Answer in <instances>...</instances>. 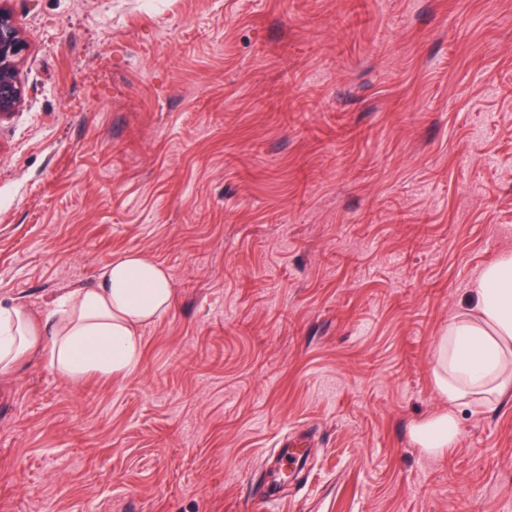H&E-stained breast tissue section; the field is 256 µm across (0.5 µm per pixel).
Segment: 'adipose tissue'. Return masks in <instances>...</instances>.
Instances as JSON below:
<instances>
[{"mask_svg":"<svg viewBox=\"0 0 512 512\" xmlns=\"http://www.w3.org/2000/svg\"><path fill=\"white\" fill-rule=\"evenodd\" d=\"M471 289L473 304L436 340L434 381L451 410L414 430L434 455L457 439L454 405H490L512 393V254L485 267ZM172 303L166 269L141 252L125 253L100 271L93 287L59 295L41 316L0 307V373L36 352L69 378L131 372L140 362V328Z\"/></svg>","mask_w":512,"mask_h":512,"instance_id":"ef3b65f1","label":"adipose tissue"}]
</instances>
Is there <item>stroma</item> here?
Masks as SVG:
<instances>
[{"label": "stroma", "mask_w": 512, "mask_h": 512, "mask_svg": "<svg viewBox=\"0 0 512 512\" xmlns=\"http://www.w3.org/2000/svg\"><path fill=\"white\" fill-rule=\"evenodd\" d=\"M9 6L0 305L128 251L173 305L132 372L0 375V512H512V395L414 438L449 408L437 336L512 253V0ZM7 0L0 1V121L16 112L24 100L18 77L27 44ZM281 447L283 449L276 465L269 470L266 494L263 495L264 502L270 504L277 500L274 495L280 491V485L288 475V466L295 465L302 458L306 448H297L301 446L290 442L281 445Z\"/></svg>", "instance_id": "obj_1"}]
</instances>
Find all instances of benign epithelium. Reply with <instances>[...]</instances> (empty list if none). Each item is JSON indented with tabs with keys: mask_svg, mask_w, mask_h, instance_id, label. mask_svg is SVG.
Here are the masks:
<instances>
[{
	"mask_svg": "<svg viewBox=\"0 0 512 512\" xmlns=\"http://www.w3.org/2000/svg\"><path fill=\"white\" fill-rule=\"evenodd\" d=\"M7 0H0V121L17 111L24 100L18 77L27 44Z\"/></svg>",
	"mask_w": 512,
	"mask_h": 512,
	"instance_id": "1",
	"label": "benign epithelium"
}]
</instances>
